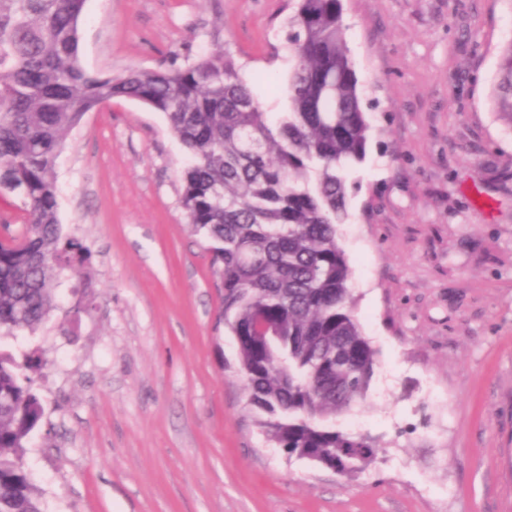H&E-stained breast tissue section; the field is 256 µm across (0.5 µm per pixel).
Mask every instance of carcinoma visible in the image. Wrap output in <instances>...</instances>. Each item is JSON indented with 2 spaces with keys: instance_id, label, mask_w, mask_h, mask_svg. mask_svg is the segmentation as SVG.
<instances>
[{
  "instance_id": "cac0c4a2",
  "label": "carcinoma",
  "mask_w": 512,
  "mask_h": 512,
  "mask_svg": "<svg viewBox=\"0 0 512 512\" xmlns=\"http://www.w3.org/2000/svg\"><path fill=\"white\" fill-rule=\"evenodd\" d=\"M87 0H0V199L22 229L0 237V330L36 332L63 271L90 253L63 234L56 163L82 117L114 98L165 115L190 158L182 204L208 244L236 342L249 409L274 447L351 476L381 448L336 417L363 405L377 351L355 314L337 225L347 171L366 158L371 125L341 24L342 0H298L288 16L287 106L255 97L234 58L112 77L79 58ZM494 103L512 127V40L499 53ZM266 337H244L255 323ZM45 359L0 351V512H44L24 456L44 411Z\"/></svg>"
}]
</instances>
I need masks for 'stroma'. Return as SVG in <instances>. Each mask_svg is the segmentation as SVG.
Here are the masks:
<instances>
[{
    "mask_svg": "<svg viewBox=\"0 0 512 512\" xmlns=\"http://www.w3.org/2000/svg\"><path fill=\"white\" fill-rule=\"evenodd\" d=\"M296 0H87L90 72L230 52L283 107ZM369 112L340 243L378 351L337 419L383 445L353 477L288 457L246 408L212 257L181 204L163 114L86 113L58 158V216L92 252L36 333L48 363L25 457L45 512H512V127L493 103L512 0H342Z\"/></svg>",
    "mask_w": 512,
    "mask_h": 512,
    "instance_id": "1",
    "label": "stroma"
}]
</instances>
